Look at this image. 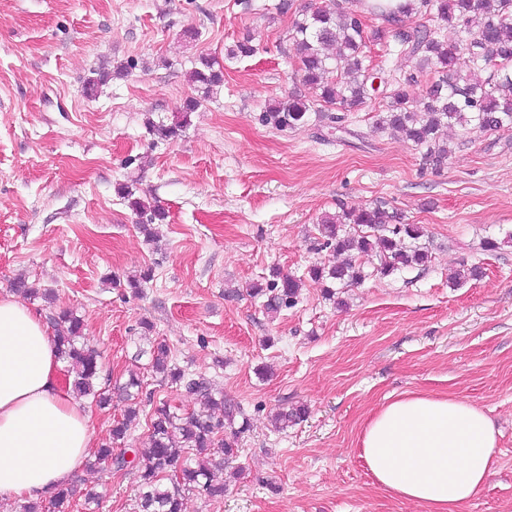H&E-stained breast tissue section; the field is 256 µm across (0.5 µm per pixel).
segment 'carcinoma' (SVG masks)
Segmentation results:
<instances>
[{"label":"carcinoma","instance_id":"obj_1","mask_svg":"<svg viewBox=\"0 0 512 512\" xmlns=\"http://www.w3.org/2000/svg\"><path fill=\"white\" fill-rule=\"evenodd\" d=\"M369 15L382 20L393 38L376 68L366 64L367 48L368 42L381 39L382 31L368 32ZM446 29L453 30V40L446 39ZM290 40L300 80L315 90L316 98L310 101L291 95L270 104L263 121L280 130L303 126L313 115L320 121L340 123L344 113L379 98L386 106L378 114L376 128L402 133L420 151L423 165L440 170L451 153L443 137L445 128H512V0H399L395 4L371 0L363 11H338L328 0H321L298 11ZM252 41L249 34L242 37L228 50V56L252 55ZM392 56L415 62L416 70L392 72L387 66ZM427 69L434 78L425 95L410 97L409 86ZM475 69L487 72V78H474ZM331 71L336 72L333 83L325 80ZM191 79L208 95L224 82V74L215 68L213 59L202 57L192 69ZM199 105L198 99H188L179 109L182 119L153 126L154 134L164 141L178 137L185 118ZM332 108L336 112H330ZM117 193L136 213L150 212L147 223L140 225L143 231L166 219L164 210L134 197L128 185H119ZM319 232L323 248L347 256L341 263L309 269L312 278L325 284L329 296L335 295L337 288L366 279L357 263L359 254L376 253V274L383 277L424 267L431 259L428 246L420 242L423 227L377 205L327 216ZM299 290L300 281L286 275L265 288H255L254 294L266 297V311L278 312L296 304ZM12 291L26 300L51 297L50 291L35 288L25 278L15 279ZM47 319L55 328L58 358L66 364L72 392L89 396L100 406L110 404L112 394L96 385L102 352L81 341L82 320L70 310H51ZM145 354L157 382L203 398L205 407L179 414L167 401L155 400V392L143 391L140 376L130 375L120 387L126 409L112 426V444L96 450L91 466L136 469L137 512H183V501L190 493L211 501L223 498L226 484L217 473L224 471V461L234 456V444L249 427L248 419L240 407L224 401V394L212 387L208 377L173 365L165 343L152 344L149 352L141 351L135 359ZM142 403L151 406L147 438L137 448H121L119 444L127 437ZM306 415L300 407H281L273 421L276 428L284 430ZM72 508V491L67 487L20 503V512H71Z\"/></svg>","mask_w":512,"mask_h":512}]
</instances>
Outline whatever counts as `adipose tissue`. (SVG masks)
<instances>
[{"instance_id": "ef3b65f1", "label": "adipose tissue", "mask_w": 512, "mask_h": 512, "mask_svg": "<svg viewBox=\"0 0 512 512\" xmlns=\"http://www.w3.org/2000/svg\"><path fill=\"white\" fill-rule=\"evenodd\" d=\"M59 370L40 313L0 295V495H48L84 464L93 429ZM497 435L472 403L407 393L365 422L360 448L388 493L427 512H458L489 478Z\"/></svg>"}]
</instances>
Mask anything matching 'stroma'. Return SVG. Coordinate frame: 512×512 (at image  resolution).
Returning <instances> with one entry per match:
<instances>
[{
  "instance_id": "1",
  "label": "stroma",
  "mask_w": 512,
  "mask_h": 512,
  "mask_svg": "<svg viewBox=\"0 0 512 512\" xmlns=\"http://www.w3.org/2000/svg\"><path fill=\"white\" fill-rule=\"evenodd\" d=\"M306 0H0V295L26 276L31 301L81 317L122 383L137 349L166 341L178 367L210 378L251 428L224 469L223 499L184 512H425L374 482L359 435L408 393L468 400L500 432L493 473L460 512H512V131H448L451 154L425 170L401 134L374 127L379 102L340 123L280 130L269 103L314 98L291 58ZM256 51L227 54L243 34ZM216 57L224 82L178 138L170 124ZM125 73L86 95L95 70ZM163 209L156 240L118 185ZM380 205L422 225L427 266L327 297L313 265L332 261L318 226L340 208ZM498 241L481 251L483 238ZM479 265V279L451 274ZM141 291L128 286L143 270ZM302 279L297 305L267 314L248 288ZM307 418L278 432L280 407ZM88 512H134L132 471L81 470Z\"/></svg>"
}]
</instances>
